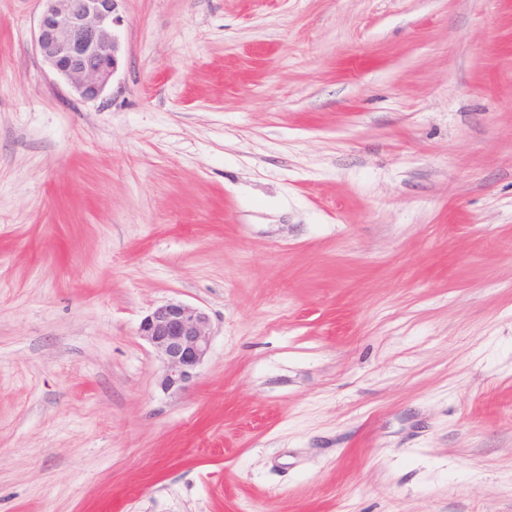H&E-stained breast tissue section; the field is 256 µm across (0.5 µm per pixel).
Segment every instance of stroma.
Wrapping results in <instances>:
<instances>
[{
  "mask_svg": "<svg viewBox=\"0 0 512 512\" xmlns=\"http://www.w3.org/2000/svg\"><path fill=\"white\" fill-rule=\"evenodd\" d=\"M42 9L0 0V512H512V0H119L94 101ZM210 318L200 307L179 300L156 306L139 326L143 337L161 359L164 391L187 389L199 376L210 351Z\"/></svg>",
  "mask_w": 512,
  "mask_h": 512,
  "instance_id": "35a3bbf8",
  "label": "stroma"
}]
</instances>
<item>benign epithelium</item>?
I'll return each mask as SVG.
<instances>
[{"mask_svg": "<svg viewBox=\"0 0 512 512\" xmlns=\"http://www.w3.org/2000/svg\"><path fill=\"white\" fill-rule=\"evenodd\" d=\"M34 40L44 62L80 98L98 99L121 65L118 0H42ZM210 318L200 307L179 300L156 306L139 326L161 359L160 386L187 389L210 351Z\"/></svg>", "mask_w": 512, "mask_h": 512, "instance_id": "7a95c632", "label": "benign epithelium"}]
</instances>
